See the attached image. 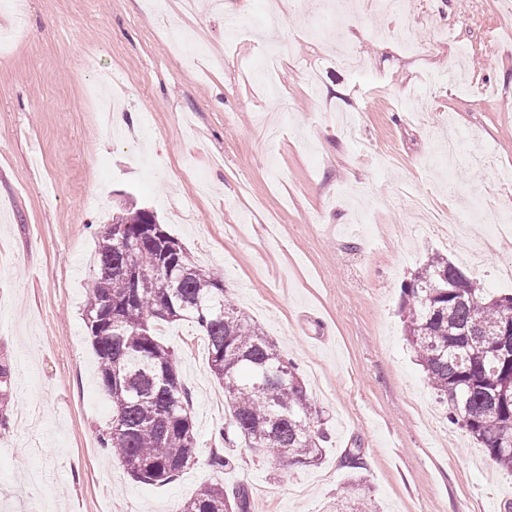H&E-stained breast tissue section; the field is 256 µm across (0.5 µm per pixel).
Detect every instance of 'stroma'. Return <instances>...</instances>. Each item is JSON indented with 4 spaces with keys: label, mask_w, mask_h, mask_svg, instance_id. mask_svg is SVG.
Segmentation results:
<instances>
[{
    "label": "stroma",
    "mask_w": 512,
    "mask_h": 512,
    "mask_svg": "<svg viewBox=\"0 0 512 512\" xmlns=\"http://www.w3.org/2000/svg\"><path fill=\"white\" fill-rule=\"evenodd\" d=\"M26 0L0 54V512H176L201 485L254 490L253 512H331L355 486L373 512H503L512 474L449 424L404 335L401 287L434 253L490 294L512 292V239L481 242L512 170V0H297L258 66L263 0ZM222 56L190 67L160 23ZM351 48L343 66L335 43ZM109 73L120 124L85 89ZM456 134L457 155L438 140ZM155 211L235 304L293 360L327 435L318 465L282 469L223 437L206 342L166 325L190 392L196 462L134 480L98 435L112 406L85 328L88 264L112 210ZM358 449L363 466H344ZM229 456L211 466L212 452Z\"/></svg>",
    "instance_id": "1"
}]
</instances>
